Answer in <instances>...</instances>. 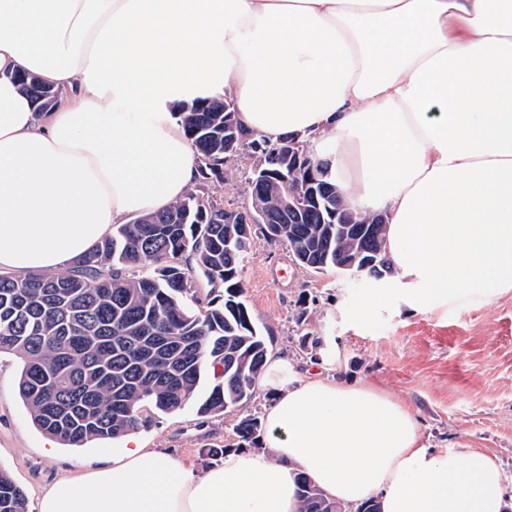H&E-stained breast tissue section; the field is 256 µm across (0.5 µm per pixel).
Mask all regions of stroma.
Here are the masks:
<instances>
[{"mask_svg":"<svg viewBox=\"0 0 512 512\" xmlns=\"http://www.w3.org/2000/svg\"><path fill=\"white\" fill-rule=\"evenodd\" d=\"M245 299L270 354L297 374L323 364L327 374L384 388L413 409L431 448H482L497 456L512 501V293L448 313L392 307L395 277L350 280L298 266L287 247L255 238L243 273ZM374 297L376 310L359 309ZM306 322H298V312ZM19 361L0 355V465L27 496L112 458L123 440L81 448L56 445L34 426L18 391ZM238 411L203 416L196 406L160 414L138 432L146 447L179 456L198 470L205 451L234 448Z\"/></svg>","mask_w":512,"mask_h":512,"instance_id":"stroma-1","label":"stroma"}]
</instances>
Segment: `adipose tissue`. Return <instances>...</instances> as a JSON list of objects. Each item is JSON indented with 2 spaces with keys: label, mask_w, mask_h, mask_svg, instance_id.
Instances as JSON below:
<instances>
[{
  "label": "adipose tissue",
  "mask_w": 512,
  "mask_h": 512,
  "mask_svg": "<svg viewBox=\"0 0 512 512\" xmlns=\"http://www.w3.org/2000/svg\"><path fill=\"white\" fill-rule=\"evenodd\" d=\"M62 97L36 111L11 76ZM226 100L243 131L324 144L352 211L387 217L396 306L512 293V0H0V268L55 270L193 188L175 108ZM270 455L196 471L129 437L37 512H298L307 475L347 507L506 512L477 448H429L381 387L269 356Z\"/></svg>",
  "instance_id": "obj_1"
}]
</instances>
